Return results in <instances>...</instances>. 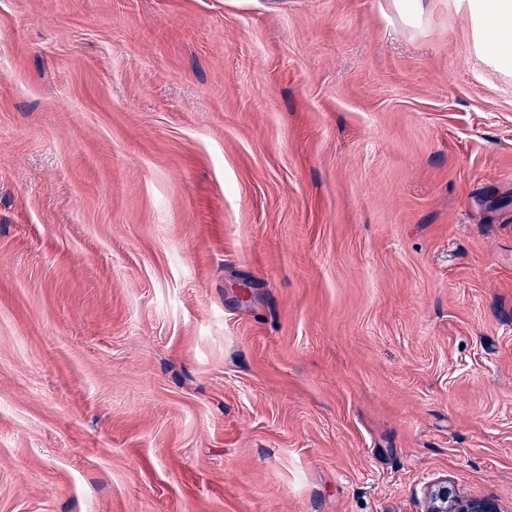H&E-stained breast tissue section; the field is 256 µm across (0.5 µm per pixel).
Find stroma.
Listing matches in <instances>:
<instances>
[{
    "label": "stroma",
    "mask_w": 512,
    "mask_h": 512,
    "mask_svg": "<svg viewBox=\"0 0 512 512\" xmlns=\"http://www.w3.org/2000/svg\"><path fill=\"white\" fill-rule=\"evenodd\" d=\"M512 512V69L472 0H0V512ZM427 512H500L490 498L467 497L448 488V481H438L426 487Z\"/></svg>",
    "instance_id": "35a3bbf8"
}]
</instances>
